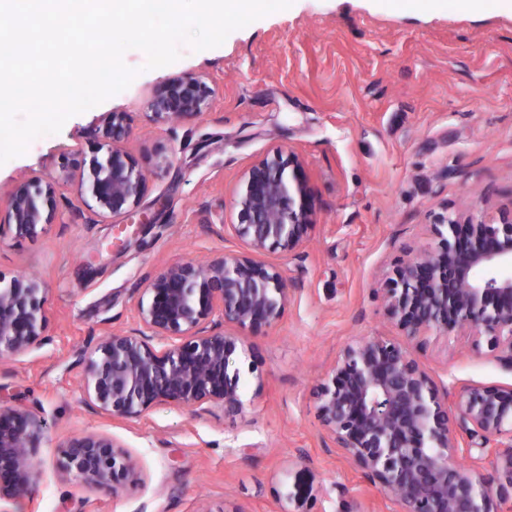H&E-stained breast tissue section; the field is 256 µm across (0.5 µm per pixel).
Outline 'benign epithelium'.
Returning a JSON list of instances; mask_svg holds the SVG:
<instances>
[{"mask_svg": "<svg viewBox=\"0 0 512 512\" xmlns=\"http://www.w3.org/2000/svg\"><path fill=\"white\" fill-rule=\"evenodd\" d=\"M214 89L202 74L167 78L147 102L157 120L180 121L207 110ZM128 115L110 112L93 130L104 153L77 180L85 223L131 215L149 192L147 173L124 146ZM8 230L17 238L62 223L55 182L38 175L8 193ZM316 225L313 190L300 157L280 146L253 162L234 191L228 229L244 248L163 267L147 282L136 309L144 331L114 332L77 352L82 388L100 411L132 419L156 405L199 413L220 405L243 412L236 361L245 333L273 327L288 303V285L269 250L301 249ZM441 239L393 267L382 288L386 314L425 346L430 336L484 337L512 362V210L488 217L441 214L430 225ZM41 281L0 277V359L50 341ZM229 324L235 331L224 329ZM318 418L335 447L375 486L394 495L398 512H501L512 499V386H467L457 414L433 378L401 345L382 337L344 347L315 387ZM470 425L478 449L493 450L503 481L493 488L456 461V422ZM47 432L37 408L0 406V501L23 496L37 481L32 467ZM61 469L87 485L122 486L139 478L136 461L115 439L72 437Z\"/></svg>", "mask_w": 512, "mask_h": 512, "instance_id": "7a95c632", "label": "benign epithelium"}]
</instances>
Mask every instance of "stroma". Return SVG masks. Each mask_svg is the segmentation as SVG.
<instances>
[{"instance_id": "35a3bbf8", "label": "stroma", "mask_w": 512, "mask_h": 512, "mask_svg": "<svg viewBox=\"0 0 512 512\" xmlns=\"http://www.w3.org/2000/svg\"><path fill=\"white\" fill-rule=\"evenodd\" d=\"M146 69L138 49L129 87L71 116L0 165V189L31 174L58 179L97 149L110 112L130 118L128 147L150 192L127 217L86 223L73 186L60 183L64 221L27 238L0 233V277L37 272L47 292L48 344L0 361V402L41 408L49 429L39 477L0 512H396L335 448L317 417L315 383L349 343L408 340L378 294L406 249H436L442 209L512 208V4L493 0H294L232 31L222 45ZM202 74L216 94L178 126L151 120L146 102L164 79ZM170 151L156 168L154 148ZM275 145L304 162L318 223L299 255L268 253L287 280L278 323L246 338L237 366L244 411L202 415L156 406L113 418L88 404L79 348L138 327L145 279L188 256L240 249L225 230L241 173ZM416 357L455 408L466 386H510L512 367L487 342L451 333ZM118 440L137 482L89 486L58 466L80 433Z\"/></svg>"}]
</instances>
